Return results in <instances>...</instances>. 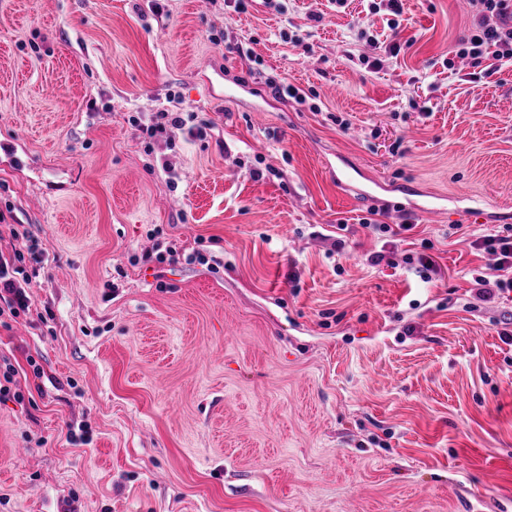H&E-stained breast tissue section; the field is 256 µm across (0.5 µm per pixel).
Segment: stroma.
Masks as SVG:
<instances>
[{
    "mask_svg": "<svg viewBox=\"0 0 512 512\" xmlns=\"http://www.w3.org/2000/svg\"><path fill=\"white\" fill-rule=\"evenodd\" d=\"M369 8L0 0V210L40 248L0 321V512H512V291L474 304L470 245L512 217V68L456 57L463 0H405L394 58ZM172 93L205 138L144 145ZM203 240L216 269L141 259Z\"/></svg>",
    "mask_w": 512,
    "mask_h": 512,
    "instance_id": "stroma-1",
    "label": "stroma"
}]
</instances>
